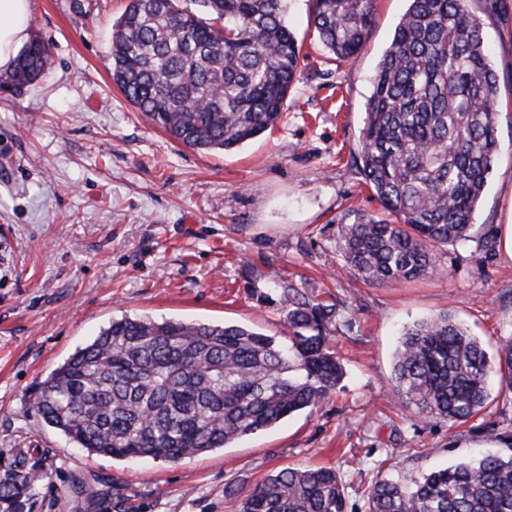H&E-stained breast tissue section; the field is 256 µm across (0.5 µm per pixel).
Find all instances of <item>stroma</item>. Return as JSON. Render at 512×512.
I'll list each match as a JSON object with an SVG mask.
<instances>
[{
	"instance_id": "35a3bbf8",
	"label": "stroma",
	"mask_w": 512,
	"mask_h": 512,
	"mask_svg": "<svg viewBox=\"0 0 512 512\" xmlns=\"http://www.w3.org/2000/svg\"><path fill=\"white\" fill-rule=\"evenodd\" d=\"M127 0H32L46 71L0 83V451L26 448L45 477L26 512H237L231 493L286 467L336 469L349 512L379 479L496 452L485 424L512 429V391L448 427L393 403L404 324L452 310L487 347L512 334V257L473 244L438 250L418 281L366 282L338 252V227L383 210L351 164L373 75L408 0H374L361 54L336 62L312 24L314 0H288L302 46L280 123L233 152L171 141L128 102L105 66ZM498 76L500 150L475 224L512 225V0H468ZM289 282L338 300L330 346L345 367L319 407L231 447L176 463L91 455L45 425L27 394L111 320L148 316L288 332L253 290Z\"/></svg>"
}]
</instances>
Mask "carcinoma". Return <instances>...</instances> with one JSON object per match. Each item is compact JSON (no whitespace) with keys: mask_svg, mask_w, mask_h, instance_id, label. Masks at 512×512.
Here are the masks:
<instances>
[{"mask_svg":"<svg viewBox=\"0 0 512 512\" xmlns=\"http://www.w3.org/2000/svg\"><path fill=\"white\" fill-rule=\"evenodd\" d=\"M286 0H128L106 55L112 82L169 138L224 153L276 125L298 82L302 51ZM372 0H315L319 41L337 60L359 54ZM49 46L34 39L4 83L34 81ZM497 75L483 22L467 0H410L380 60L357 146L359 174L396 220L341 225L339 253L367 280L397 284L433 272L435 251L473 242L490 255L492 227L472 217L492 172ZM288 334L148 317L114 319L29 395L43 421L78 448L169 462L225 448L320 406L344 368L328 346L336 303L286 283ZM512 391V334L491 355L446 311L404 328L392 397L450 427L480 413L489 379ZM504 455H480L421 478L374 483L365 512H512V432L486 426ZM44 472L28 452L0 453V512H23ZM239 512H347L336 470L289 467L233 489Z\"/></svg>","mask_w":512,"mask_h":512,"instance_id":"obj_1","label":"carcinoma"}]
</instances>
